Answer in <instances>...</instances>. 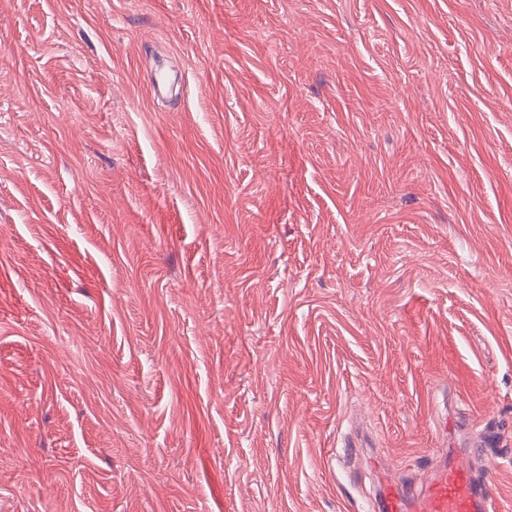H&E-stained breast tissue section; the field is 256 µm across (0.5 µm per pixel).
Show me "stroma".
Wrapping results in <instances>:
<instances>
[{
  "mask_svg": "<svg viewBox=\"0 0 512 512\" xmlns=\"http://www.w3.org/2000/svg\"><path fill=\"white\" fill-rule=\"evenodd\" d=\"M2 236L0 512H512V0H0ZM430 478L422 485L397 482L378 460L372 462L380 512H493L494 497L489 484L478 481L455 453L432 448Z\"/></svg>",
  "mask_w": 512,
  "mask_h": 512,
  "instance_id": "35a3bbf8",
  "label": "stroma"
}]
</instances>
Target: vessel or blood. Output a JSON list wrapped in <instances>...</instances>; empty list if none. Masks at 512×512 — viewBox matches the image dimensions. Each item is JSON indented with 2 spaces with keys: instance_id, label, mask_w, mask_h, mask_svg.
<instances>
[{
  "instance_id": "vessel-or-blood-1",
  "label": "vessel or blood",
  "mask_w": 512,
  "mask_h": 512,
  "mask_svg": "<svg viewBox=\"0 0 512 512\" xmlns=\"http://www.w3.org/2000/svg\"><path fill=\"white\" fill-rule=\"evenodd\" d=\"M372 469L378 512H494L488 483L478 481L454 453L444 449H431V476L419 486L392 479L380 464Z\"/></svg>"
}]
</instances>
